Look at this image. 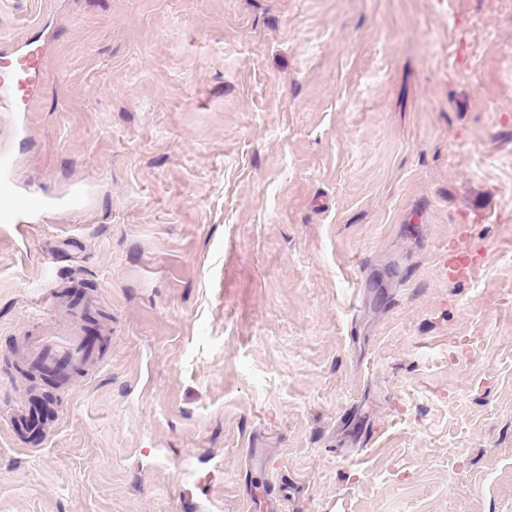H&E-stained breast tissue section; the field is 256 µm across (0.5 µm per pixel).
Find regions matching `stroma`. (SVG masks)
Wrapping results in <instances>:
<instances>
[{
    "mask_svg": "<svg viewBox=\"0 0 512 512\" xmlns=\"http://www.w3.org/2000/svg\"><path fill=\"white\" fill-rule=\"evenodd\" d=\"M29 42L0 154L88 200L0 223V512H512V0H0ZM54 291L66 385L8 356ZM26 44L23 48L31 46ZM20 49L18 55L11 61L13 72V93L4 91L0 97V112H16L15 106L19 98L33 86L31 70H36L42 51L38 48ZM484 258L481 251H457L443 265L444 274L450 279H468L471 277L474 269L479 266Z\"/></svg>",
    "mask_w": 512,
    "mask_h": 512,
    "instance_id": "1",
    "label": "stroma"
}]
</instances>
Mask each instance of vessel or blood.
Wrapping results in <instances>:
<instances>
[{
    "instance_id": "vessel-or-blood-1",
    "label": "vessel or blood",
    "mask_w": 512,
    "mask_h": 512,
    "mask_svg": "<svg viewBox=\"0 0 512 512\" xmlns=\"http://www.w3.org/2000/svg\"><path fill=\"white\" fill-rule=\"evenodd\" d=\"M42 56L40 49H22L11 62L13 89L0 93V112L13 111L16 102L32 87V70ZM54 198L35 192L20 191L13 163L8 156H0V222L9 224L19 214L36 218L53 209ZM484 258L480 251H460L443 265V271L452 279L470 278ZM48 311L38 318L33 329L27 331L14 349L16 366L36 369L66 378L84 368L94 359V352L81 334V310H73L69 330L57 332L53 326V314L60 307L57 295H49Z\"/></svg>"
}]
</instances>
